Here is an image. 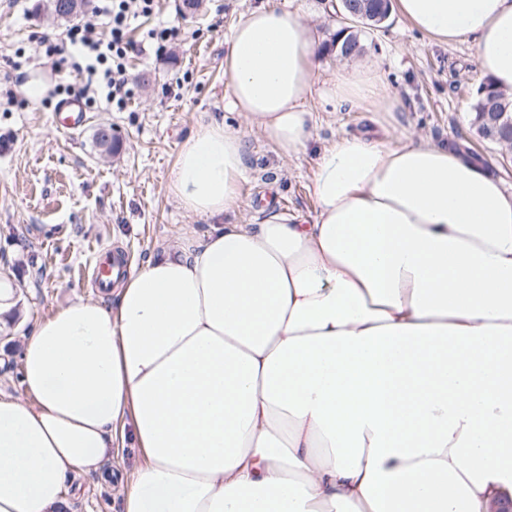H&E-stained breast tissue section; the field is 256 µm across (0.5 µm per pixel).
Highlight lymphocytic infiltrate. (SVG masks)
Masks as SVG:
<instances>
[{
  "label": "lymphocytic infiltrate",
  "instance_id": "f902f5d3",
  "mask_svg": "<svg viewBox=\"0 0 512 512\" xmlns=\"http://www.w3.org/2000/svg\"><path fill=\"white\" fill-rule=\"evenodd\" d=\"M154 9L155 0H90L88 12L65 27L61 43L48 44L45 52L56 55L61 45H69L72 52L65 63L78 77L81 95L91 102L123 106L130 93V26L134 19L152 15Z\"/></svg>",
  "mask_w": 512,
  "mask_h": 512
}]
</instances>
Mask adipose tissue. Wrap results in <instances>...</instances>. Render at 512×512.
Instances as JSON below:
<instances>
[{
	"label": "adipose tissue",
	"instance_id": "obj_1",
	"mask_svg": "<svg viewBox=\"0 0 512 512\" xmlns=\"http://www.w3.org/2000/svg\"><path fill=\"white\" fill-rule=\"evenodd\" d=\"M430 40H474L512 92V0H395ZM302 15L260 6L226 37L228 106L285 152L308 101L394 108L384 74L318 85ZM246 144L212 120L169 194L213 218L150 255L110 306L79 299L21 340L25 399L0 395V512H66L117 439L139 462L123 512H498L512 502V193L423 139L341 134L312 223L240 206Z\"/></svg>",
	"mask_w": 512,
	"mask_h": 512
}]
</instances>
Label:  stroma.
I'll use <instances>...</instances> for the list:
<instances>
[{
	"instance_id": "1",
	"label": "stroma",
	"mask_w": 512,
	"mask_h": 512,
	"mask_svg": "<svg viewBox=\"0 0 512 512\" xmlns=\"http://www.w3.org/2000/svg\"><path fill=\"white\" fill-rule=\"evenodd\" d=\"M47 3L0 0V279L19 290L17 316L0 328V392L25 399L20 338L36 321L77 299L110 305L94 280L100 255L138 264L184 235L208 230L209 218L184 212L167 190L182 144L201 123L222 121L246 142L240 207L222 216L225 224L256 223L267 209L313 220L318 152L343 133L393 144L452 143L477 154L512 190V148L482 141L471 125V91L480 83L473 43H435L394 12L380 28L361 29L363 50L352 59L332 45L342 25L334 0H201L190 16L182 0H158L131 41L137 46L148 29L163 26L178 27L179 38L160 56L131 52L135 95L125 110L89 104L87 124L63 133L52 124L57 97L48 93L34 103L24 88L28 76L50 79L53 61L38 48L66 26ZM266 4L299 11L320 37L319 82H331L345 65L378 64L397 101L394 110L338 112L312 99L314 138L290 154L252 130L242 113L227 111L224 40L241 15ZM20 50L29 62L17 69ZM104 125L112 129L108 147L95 138ZM135 462L134 449L119 447L103 464L110 481L94 474L73 481L68 496L75 512H121L122 483Z\"/></svg>"
}]
</instances>
